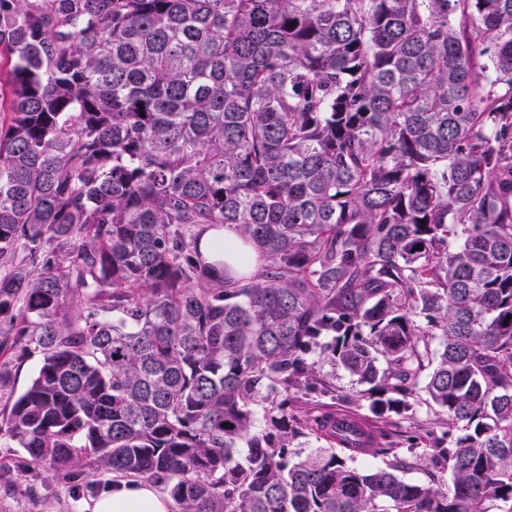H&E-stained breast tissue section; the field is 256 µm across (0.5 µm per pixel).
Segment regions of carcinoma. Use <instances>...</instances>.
I'll list each match as a JSON object with an SVG mask.
<instances>
[{
	"mask_svg": "<svg viewBox=\"0 0 512 512\" xmlns=\"http://www.w3.org/2000/svg\"><path fill=\"white\" fill-rule=\"evenodd\" d=\"M225 226L266 261L247 280L203 261ZM509 316L512 0H0V441L23 469L149 480L177 512H493ZM322 362L377 415L445 414L451 482L338 456ZM305 425L329 447L292 461Z\"/></svg>",
	"mask_w": 512,
	"mask_h": 512,
	"instance_id": "obj_1",
	"label": "carcinoma"
}]
</instances>
